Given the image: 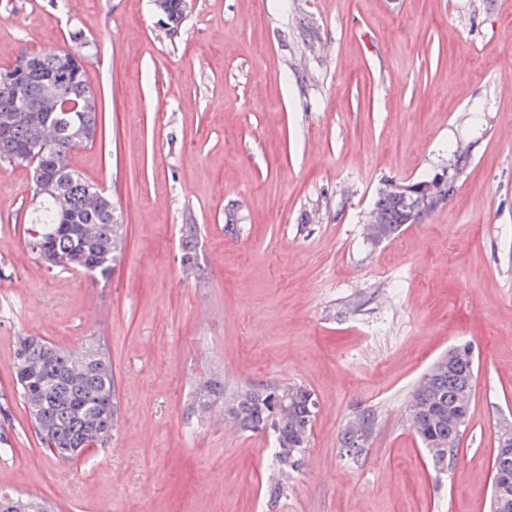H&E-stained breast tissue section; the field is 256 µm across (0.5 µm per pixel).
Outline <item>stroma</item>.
Instances as JSON below:
<instances>
[{
	"label": "stroma",
	"instance_id": "stroma-1",
	"mask_svg": "<svg viewBox=\"0 0 512 512\" xmlns=\"http://www.w3.org/2000/svg\"><path fill=\"white\" fill-rule=\"evenodd\" d=\"M189 3L172 37L151 0H0L2 70L85 41L102 125L70 162L126 228L108 281L48 269L24 244L30 169L0 165V493L56 512H488L512 421V0ZM442 171L437 210L367 241L380 190ZM22 336L107 346L110 448L43 447L12 384ZM466 342L470 416L437 470L411 395ZM207 380L313 391L302 469L275 477L271 436L226 426L223 401L194 411ZM360 412L373 434L350 457ZM182 229V261L184 270L188 272L196 267L194 263V251L196 247L198 227L195 224H185Z\"/></svg>",
	"mask_w": 512,
	"mask_h": 512
}]
</instances>
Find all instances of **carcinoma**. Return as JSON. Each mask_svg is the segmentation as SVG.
I'll list each match as a JSON object with an SVG mask.
<instances>
[{"mask_svg":"<svg viewBox=\"0 0 512 512\" xmlns=\"http://www.w3.org/2000/svg\"><path fill=\"white\" fill-rule=\"evenodd\" d=\"M160 15L170 35L177 34L186 17V0H163ZM85 56L64 71L65 96L57 116L62 129L45 138L44 130L12 120L13 111L45 108L43 80L61 71L55 52L24 51L14 63V71L28 86L25 98L11 110L0 106V125L12 129L0 133V164H22L29 146L39 142L46 157L63 172L68 197L46 199L43 207L31 212L26 228L28 250L52 268L80 271L91 280H107L123 251L122 216L111 198L96 184L72 168L71 153L95 135L98 124L96 95L86 77ZM433 199L426 208L414 210L410 199L390 188L378 195L370 217L371 240L385 238L403 224H414L441 206ZM198 227L183 225L182 261L185 271L195 268L194 251ZM13 381L28 410L33 429L46 448H109L114 427L115 385L108 352L92 339L79 350H65L33 337L18 339L13 361ZM473 383L455 385L448 370L434 363L414 390L409 407L410 426L429 453L433 467L443 470L450 460L444 448L459 443L469 419ZM308 388L285 383L266 388H241L224 396V385L205 382L197 392L200 411L211 401L224 398V423L256 433L272 419L277 421L276 445L284 452L276 456L282 473L300 468L315 422L316 412L305 398ZM0 512H50L47 503L34 496L0 494Z\"/></svg>","mask_w":512,"mask_h":512,"instance_id":"carcinoma-1","label":"carcinoma"}]
</instances>
